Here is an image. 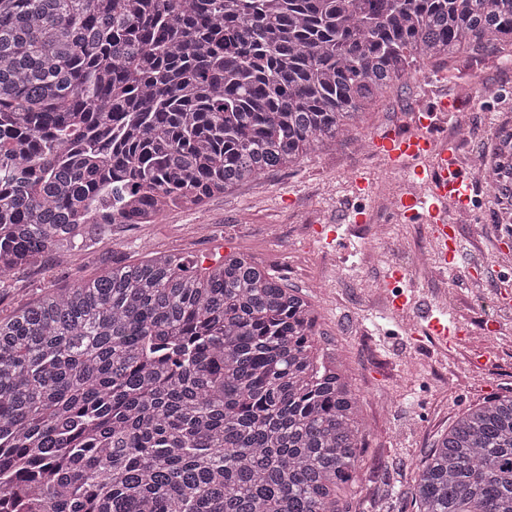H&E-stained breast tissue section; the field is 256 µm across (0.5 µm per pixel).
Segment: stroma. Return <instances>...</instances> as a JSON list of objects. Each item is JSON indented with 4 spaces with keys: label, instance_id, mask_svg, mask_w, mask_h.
<instances>
[{
    "label": "stroma",
    "instance_id": "obj_1",
    "mask_svg": "<svg viewBox=\"0 0 512 512\" xmlns=\"http://www.w3.org/2000/svg\"><path fill=\"white\" fill-rule=\"evenodd\" d=\"M506 100H498L500 89ZM451 95L460 100L452 121L434 132L450 137L465 122L476 140L460 153L473 172L483 170L495 137L512 129V62L499 54L463 55L450 66L429 65L399 90L366 109L341 142L326 145L296 166L273 171L239 189L214 196L197 210L175 209L153 224H114L99 232L87 249L58 264L48 255L0 282V318L38 300L48 290L92 278L113 260L136 262L166 252L212 264L232 254L253 256L283 276L289 287L309 295L323 332L321 352L345 363L361 405L365 446L356 482V498L366 512H398L392 490H408L416 466L435 439L469 406L490 395H512V308L498 302L496 267L512 265V238L496 225L497 205L484 184H477L479 206L455 216V232L468 260L485 265L489 275L480 287L446 273L431 275L409 265L402 289L415 293L418 307L406 315L387 307L379 283L390 266L429 246L426 224L398 222L384 203L408 190L372 153L370 142L383 129H407L423 97ZM373 184L370 204L380 234H352L347 214L354 206L352 176ZM338 234L341 247L327 244ZM455 295V308L445 298ZM446 308L448 318L462 320L463 342L449 351L425 333L407 334L403 326L417 320L420 309ZM498 319L503 336H490L488 323ZM491 349L488 366H471V355Z\"/></svg>",
    "mask_w": 512,
    "mask_h": 512
}]
</instances>
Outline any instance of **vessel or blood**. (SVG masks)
Returning <instances> with one entry per match:
<instances>
[{"mask_svg":"<svg viewBox=\"0 0 512 512\" xmlns=\"http://www.w3.org/2000/svg\"><path fill=\"white\" fill-rule=\"evenodd\" d=\"M456 98L440 96L426 98L415 109L410 130L391 129L372 140V151L388 167L402 171L409 185L407 193L395 202L394 211L400 220L423 223L432 230L435 262L441 270L458 271L462 245L448 213H468L474 209L475 177L460 161L454 144L430 135L429 130L439 116L457 112ZM402 267L395 266L387 274L388 307L400 315L413 308L411 296L398 290L403 278ZM426 332L451 345L462 336L461 324L448 321L444 313H427Z\"/></svg>","mask_w":512,"mask_h":512,"instance_id":"1","label":"vessel or blood"}]
</instances>
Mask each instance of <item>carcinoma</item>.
<instances>
[{
  "label": "carcinoma",
  "instance_id": "cac0c4a2",
  "mask_svg": "<svg viewBox=\"0 0 512 512\" xmlns=\"http://www.w3.org/2000/svg\"><path fill=\"white\" fill-rule=\"evenodd\" d=\"M488 50L512 57V0H0V280L289 168L421 63ZM319 335L244 254L47 291L0 320V512H357L359 400ZM403 508L512 512V396L457 416Z\"/></svg>",
  "mask_w": 512,
  "mask_h": 512
}]
</instances>
